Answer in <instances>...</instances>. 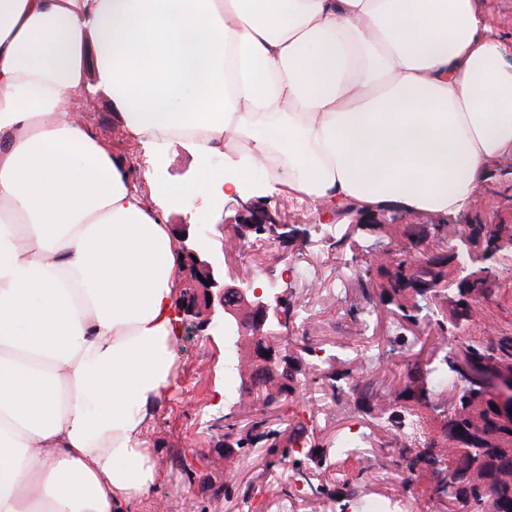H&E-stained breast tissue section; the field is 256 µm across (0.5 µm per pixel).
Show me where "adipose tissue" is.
Segmentation results:
<instances>
[{"instance_id":"ef3b65f1","label":"adipose tissue","mask_w":512,"mask_h":512,"mask_svg":"<svg viewBox=\"0 0 512 512\" xmlns=\"http://www.w3.org/2000/svg\"><path fill=\"white\" fill-rule=\"evenodd\" d=\"M505 53L479 0H0V512H134L163 479L174 200L458 215L512 158ZM91 71L150 167L191 143L194 181L146 206L67 117Z\"/></svg>"}]
</instances>
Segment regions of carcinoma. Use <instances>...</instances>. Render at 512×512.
I'll return each instance as SVG.
<instances>
[{
    "instance_id": "carcinoma-1",
    "label": "carcinoma",
    "mask_w": 512,
    "mask_h": 512,
    "mask_svg": "<svg viewBox=\"0 0 512 512\" xmlns=\"http://www.w3.org/2000/svg\"><path fill=\"white\" fill-rule=\"evenodd\" d=\"M450 224L432 225V238L445 245L442 252H425L414 243L403 251L386 252L387 258L373 264L378 276L374 287L380 290V302L393 306L401 319L420 324L416 312L422 309L421 288L437 291L435 299L441 305H451L454 324L446 327L437 323V340L448 337L461 346V351L475 363L490 364L512 370V336H504L496 343L486 342L466 334L465 323L473 312L487 301L485 270L470 272V281L477 285V303L471 302L468 284L447 287L452 281L448 264L459 256L448 251ZM471 238L481 239L492 253L512 249V229L503 224H471L466 228ZM454 352H444L437 362L420 363L402 373L395 381L397 397L402 405L396 409L383 408L386 393L361 384L362 372L354 366L341 373L328 375L334 382L344 381L347 391L363 393L372 409L380 411L382 426L390 433L392 442L387 447L414 448L416 455L403 457L407 481L421 474L424 456H432L433 449L448 448L456 465L433 469L436 477L435 498L448 505V512H512V417L504 416L490 397L480 389L463 387L458 403L442 409L434 403L436 390L446 383H456L459 372L452 363ZM307 381V369L302 358L288 354L287 381L272 384V377L257 376V389L250 395L268 407L284 395L294 394ZM301 435L284 437L281 431L269 428L263 419L236 440V446L261 444L271 456L284 461L292 457L294 445Z\"/></svg>"
}]
</instances>
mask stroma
<instances>
[{
	"label": "stroma",
	"mask_w": 512,
	"mask_h": 512,
	"mask_svg": "<svg viewBox=\"0 0 512 512\" xmlns=\"http://www.w3.org/2000/svg\"><path fill=\"white\" fill-rule=\"evenodd\" d=\"M76 112L84 124L118 151H130L112 102L103 92L92 99H77ZM167 165L153 172L155 182L178 184L193 181L197 167L191 147L181 141L170 147ZM485 211H466L461 220L482 219L486 224L512 225V175L492 167L481 185ZM223 223L248 224L265 219L287 225V244H273L268 255L242 251L228 258L222 236L214 225H201L209 240L208 259L215 268H235L252 281L288 284L292 307L288 327L281 337L290 349L309 347L334 353L335 369L356 364L366 371L374 386H391L404 372L413 352L394 349L392 340L403 330L387 305L381 304L372 286L374 276L366 264L377 250L399 251L406 237L387 238L377 232L357 231L344 241V223H331L317 206L288 193L276 196L248 194L225 199ZM363 262L348 268L352 251ZM494 270L487 286L489 298L469 322L471 335L488 341L512 336V261L493 257ZM175 388L156 411L147 429L155 456L166 477L154 496L143 501L138 512H246L243 494H250L258 512H326L328 501L310 494L291 504L285 498L295 470L287 464H271L264 448L227 447V427L244 431L249 419L236 407L238 393L228 382L235 378L237 361H249L248 345L232 348L220 333L196 326L182 331L176 348ZM265 416L284 433L304 426L302 444L323 447L355 427L371 433L360 458L336 462L332 470L317 472L318 483L336 490L337 499H348L355 512H371L377 497L391 492L388 474L402 467L398 449L387 447L388 434L378 427L366 402L337 394L320 371H311L305 388L292 397L266 408ZM235 470L232 496L224 494V473Z\"/></svg>",
	"instance_id": "1"
}]
</instances>
